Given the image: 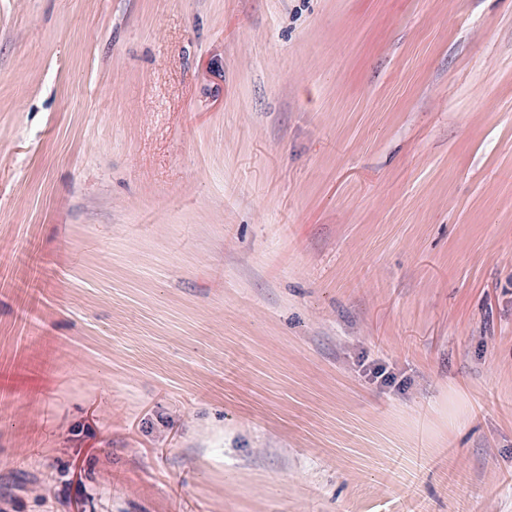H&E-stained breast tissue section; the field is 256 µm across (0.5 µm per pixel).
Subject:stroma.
<instances>
[{"mask_svg": "<svg viewBox=\"0 0 512 512\" xmlns=\"http://www.w3.org/2000/svg\"><path fill=\"white\" fill-rule=\"evenodd\" d=\"M0 512H512V0H0Z\"/></svg>", "mask_w": 512, "mask_h": 512, "instance_id": "obj_1", "label": "stroma"}]
</instances>
